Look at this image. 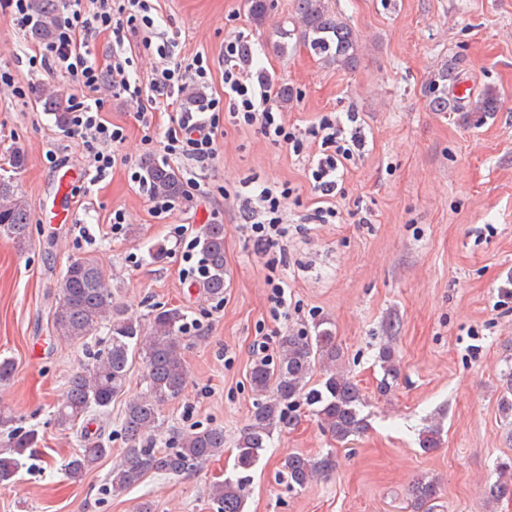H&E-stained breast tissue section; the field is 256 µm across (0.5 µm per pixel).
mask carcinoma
<instances>
[{
  "label": "carcinoma",
  "instance_id": "obj_1",
  "mask_svg": "<svg viewBox=\"0 0 512 512\" xmlns=\"http://www.w3.org/2000/svg\"><path fill=\"white\" fill-rule=\"evenodd\" d=\"M247 2L254 24H263L271 10L269 0ZM56 10V0H40L31 28L33 37L47 40L53 36ZM293 10L304 42L316 55L342 69L355 67L359 58L357 40L351 28L330 10L328 0H293ZM458 65L457 60H448L431 75L427 85L430 109L458 112L467 107L474 112L497 111L498 98L490 90L466 105L454 94L459 83ZM38 100L54 116L59 128H68V113L56 94L42 89ZM143 172V180L153 195L169 200L185 195L180 176L168 164L147 160ZM29 236L28 204L15 189L12 177L0 174V240L22 249ZM198 247L203 257V290L211 298H221L226 286L224 225H205ZM58 288L53 313L57 335L80 342L103 328L108 334L106 350L88 353V361L70 375L66 393L55 410L59 426L70 429L92 410L108 412L112 401L123 394L134 362H140L143 368L145 390L128 400L121 422L127 448L113 463L107 477L112 494H123L150 473H197L223 455L224 429L219 427L184 433L171 448L156 447L155 433L163 426L162 407L182 394L188 378L183 310L160 308L146 323L126 316L114 302L104 270L91 256L72 259ZM324 324L323 320L316 323L312 335L285 338L275 362L259 360L252 365L250 385L255 392L266 395V399L256 404L251 423L238 440L237 468L249 470L257 464L274 429L284 422L286 408H313L324 432L339 443L366 430L363 395L354 382L336 369V336ZM379 360L384 371L381 389L386 391L398 373L391 345L381 347ZM317 371L321 372L319 383L312 386L310 379ZM441 434L438 425L425 430L419 438L420 448L425 452L435 450L441 444ZM82 442L81 451L66 465L67 474L74 481L81 480L112 454L100 433L85 434ZM36 443L33 432L9 438L8 447L0 452V490L13 486L21 458ZM334 466L335 460L329 453L317 460L295 453L284 459L283 471L288 487L294 489L306 486ZM489 493L496 500L512 497V462L496 466V480ZM439 496L437 483L420 480L412 490L413 507L416 512H435ZM208 498L213 512H244L245 494L239 479L213 482Z\"/></svg>",
  "mask_w": 512,
  "mask_h": 512
}]
</instances>
